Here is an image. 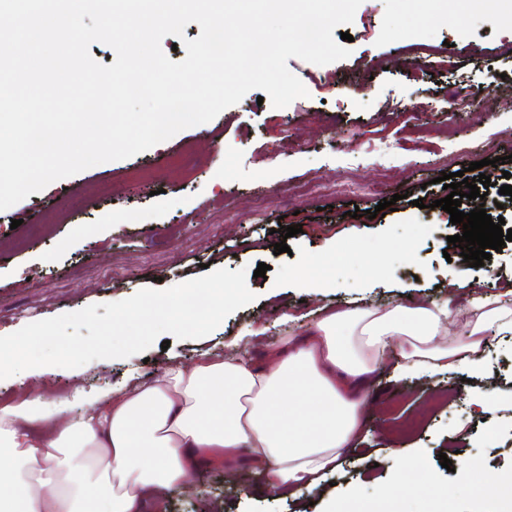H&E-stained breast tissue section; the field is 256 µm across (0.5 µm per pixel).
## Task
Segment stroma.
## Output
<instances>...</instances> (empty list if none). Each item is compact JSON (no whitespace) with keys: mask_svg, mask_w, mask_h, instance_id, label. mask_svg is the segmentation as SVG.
I'll use <instances>...</instances> for the list:
<instances>
[{"mask_svg":"<svg viewBox=\"0 0 512 512\" xmlns=\"http://www.w3.org/2000/svg\"><path fill=\"white\" fill-rule=\"evenodd\" d=\"M348 31L346 59H288L308 97L276 108L251 90L207 123L0 211V336L208 268L268 266L247 280L254 301L211 334L56 375L20 372L0 380V407L41 393L78 415L167 363L189 367L200 350L231 351L251 328L260 334L246 352L262 360L289 314L309 324L350 302L383 310L411 296L462 308L470 285L494 291L512 282V242L468 266L448 241L462 225L434 205L447 195L441 173L481 161L482 143L512 154V104L502 102L512 96V57L500 52L512 44V0H363ZM386 198L394 210L365 217ZM353 204L359 217L348 215ZM280 225L302 231L284 239L273 232ZM281 241L288 250L278 255ZM453 271L466 287H449ZM305 274L326 288L303 287ZM490 346L487 376L453 387L444 374L399 382L381 364L362 435L315 486L282 497L264 490L260 471L231 473L208 456L187 487L168 492L165 512H202L205 501L212 512H329L335 502L348 512H512V338ZM475 391L494 394L492 414L476 409ZM443 454L451 468H442ZM404 457L417 460L425 489L382 496ZM463 467L494 478L500 497L487 503Z\"/></svg>","mask_w":512,"mask_h":512,"instance_id":"35a3bbf8","label":"stroma"}]
</instances>
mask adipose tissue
<instances>
[{
    "mask_svg": "<svg viewBox=\"0 0 512 512\" xmlns=\"http://www.w3.org/2000/svg\"><path fill=\"white\" fill-rule=\"evenodd\" d=\"M456 321L466 338L447 342ZM492 330L512 335L511 286L473 291L462 311L414 301L334 312L269 346L264 362L206 352L75 420L31 396L0 408V512H162L163 491L206 454L260 470L282 494L315 484L357 435L387 349L400 379L480 375Z\"/></svg>",
    "mask_w": 512,
    "mask_h": 512,
    "instance_id": "ef3b65f1",
    "label": "adipose tissue"
}]
</instances>
